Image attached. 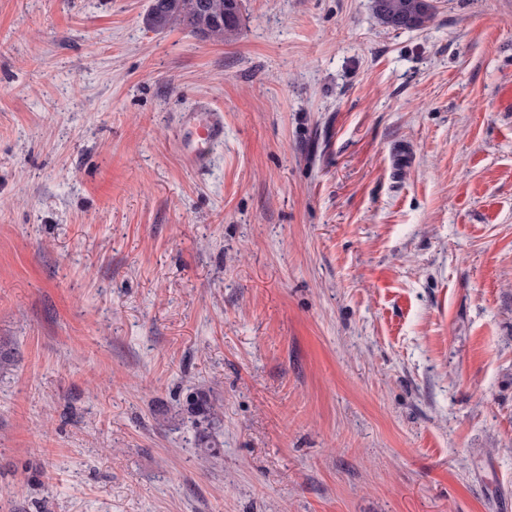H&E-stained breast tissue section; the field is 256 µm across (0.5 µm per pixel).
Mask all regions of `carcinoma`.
Masks as SVG:
<instances>
[{"instance_id":"cac0c4a2","label":"carcinoma","mask_w":512,"mask_h":512,"mask_svg":"<svg viewBox=\"0 0 512 512\" xmlns=\"http://www.w3.org/2000/svg\"><path fill=\"white\" fill-rule=\"evenodd\" d=\"M240 9L241 0H150L146 24L157 31L177 25L196 36L222 42L239 30ZM435 10L431 0H373L376 18L394 30L420 29L433 18ZM184 411L194 421L209 425L220 416V406L202 389L186 398ZM198 448L214 458L221 453L205 430L198 433Z\"/></svg>"}]
</instances>
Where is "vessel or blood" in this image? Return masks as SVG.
<instances>
[{
    "instance_id": "1",
    "label": "vessel or blood",
    "mask_w": 512,
    "mask_h": 512,
    "mask_svg": "<svg viewBox=\"0 0 512 512\" xmlns=\"http://www.w3.org/2000/svg\"><path fill=\"white\" fill-rule=\"evenodd\" d=\"M178 122L187 138L182 155L189 165L206 164L211 152L224 141V115L212 104L202 101L181 112Z\"/></svg>"
}]
</instances>
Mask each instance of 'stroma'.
Segmentation results:
<instances>
[{"instance_id":"obj_1","label":"stroma","mask_w":512,"mask_h":512,"mask_svg":"<svg viewBox=\"0 0 512 512\" xmlns=\"http://www.w3.org/2000/svg\"><path fill=\"white\" fill-rule=\"evenodd\" d=\"M434 3L0 0V512H512V0ZM241 0H150L146 24L163 31L181 26L217 42L234 36L240 25ZM373 4L380 23L394 30L420 29L433 18L436 10L433 0H374ZM179 126L190 136L182 156L191 166L202 167L211 152L224 142V114L209 102L201 101L178 116ZM220 409L207 391L197 389L186 398L183 411L194 418V422L211 426L219 420Z\"/></svg>"}]
</instances>
